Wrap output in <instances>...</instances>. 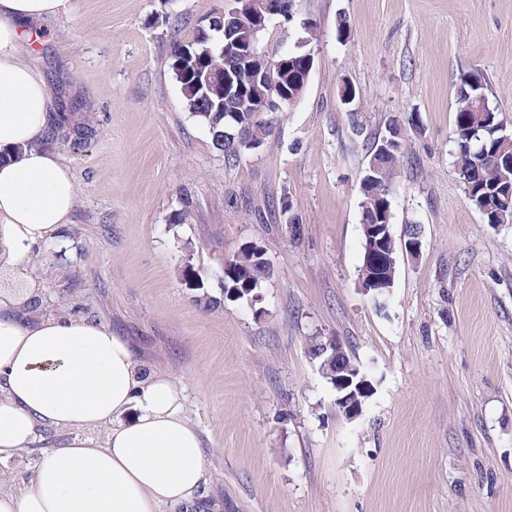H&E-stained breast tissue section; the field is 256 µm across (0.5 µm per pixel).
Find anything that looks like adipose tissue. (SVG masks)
<instances>
[{"mask_svg": "<svg viewBox=\"0 0 512 512\" xmlns=\"http://www.w3.org/2000/svg\"><path fill=\"white\" fill-rule=\"evenodd\" d=\"M69 2L0 0V462L32 447L39 426L73 432L0 494V512H158L192 503L204 480L182 388L110 327L28 307L32 255L70 223L77 182L44 144L54 96L20 50L22 25ZM100 426L97 447L86 431Z\"/></svg>", "mask_w": 512, "mask_h": 512, "instance_id": "obj_1", "label": "adipose tissue"}]
</instances>
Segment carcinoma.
<instances>
[{"instance_id": "obj_1", "label": "carcinoma", "mask_w": 512, "mask_h": 512, "mask_svg": "<svg viewBox=\"0 0 512 512\" xmlns=\"http://www.w3.org/2000/svg\"><path fill=\"white\" fill-rule=\"evenodd\" d=\"M230 9L241 15L233 35L259 45L261 31L252 28L250 13L255 0H234ZM172 69L185 109L205 127L215 147L224 153L229 164L239 162L250 154L253 143L265 144L276 129L274 119L264 118L268 113L269 96L278 94L282 113L301 98L304 90L305 66L303 53L290 51L272 58L268 67H260L257 59L226 55L220 48V36L207 41L195 37L193 44L174 43ZM206 68L229 74L242 85L239 93L224 91L221 82L207 89L195 83L194 71ZM483 92L481 76L473 72L461 78L457 91L456 109V164L459 179L468 199L485 217H494L497 224H512V139H499L488 144L490 157L478 155L479 143L466 144L464 129L500 121V111L489 113L472 101V96ZM72 128L64 129L55 121L48 131L46 144L80 145L88 129L79 121L75 110L68 112ZM406 128L401 125L388 128L378 137L366 139L368 155H373L382 140L394 139L392 152L380 158V171L368 189L361 192L360 228L362 236V263L358 276L375 277L386 288L395 277L396 269L386 265V257L395 255L394 235L379 231V213L391 208L392 172L404 153ZM273 269L261 262L259 250L246 246L224 266V295L227 299L254 298L261 281L270 277Z\"/></svg>"}]
</instances>
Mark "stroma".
I'll return each mask as SVG.
<instances>
[{"label":"stroma","mask_w":512,"mask_h":512,"mask_svg":"<svg viewBox=\"0 0 512 512\" xmlns=\"http://www.w3.org/2000/svg\"><path fill=\"white\" fill-rule=\"evenodd\" d=\"M225 0H70L22 43L91 132L60 153L77 203L32 258L42 309L127 337L184 389L203 439L205 512H512V224H487L455 158L463 74L486 80L512 130V0H294L260 45L294 49L312 24L302 97L239 167L186 111L173 41ZM356 99L344 104L343 85ZM408 125L392 230L422 227L382 299L358 281L363 136ZM295 224H287L282 198ZM274 269L258 307L224 296L243 247ZM217 306L197 305L198 290ZM340 340L368 380L339 412L307 340ZM70 431L0 463L27 479Z\"/></svg>","instance_id":"35a3bbf8"}]
</instances>
